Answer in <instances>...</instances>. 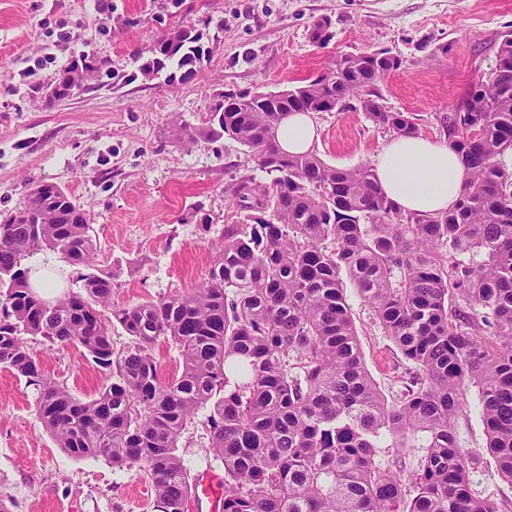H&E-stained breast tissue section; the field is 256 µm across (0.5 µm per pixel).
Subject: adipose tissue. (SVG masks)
<instances>
[{
	"mask_svg": "<svg viewBox=\"0 0 512 512\" xmlns=\"http://www.w3.org/2000/svg\"><path fill=\"white\" fill-rule=\"evenodd\" d=\"M317 137L310 113L293 112L278 129L280 149L289 154L311 150ZM381 192L404 211L444 212L459 200L467 166L465 158L446 141L422 136L391 139L374 168Z\"/></svg>",
	"mask_w": 512,
	"mask_h": 512,
	"instance_id": "ef3b65f1",
	"label": "adipose tissue"
}]
</instances>
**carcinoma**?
<instances>
[{"instance_id":"cac0c4a2","label":"carcinoma","mask_w":512,"mask_h":512,"mask_svg":"<svg viewBox=\"0 0 512 512\" xmlns=\"http://www.w3.org/2000/svg\"><path fill=\"white\" fill-rule=\"evenodd\" d=\"M200 35L173 28L140 66L148 78L191 80ZM403 60L388 49L347 53L334 68L266 97L227 91L217 125L195 142L230 136L268 184L236 183L224 242L197 287L112 308V274L96 269L84 209L38 183L0 220V367L33 388L57 447L137 467L151 512H185L191 493L178 441L202 410L224 465V512H505L473 489L477 464L455 421L477 389L486 451L512 484V25L495 63L448 106L444 138L468 177L445 212H403L367 165L337 168L312 150L288 154L276 138L286 112L361 110L390 137L418 134L380 103ZM50 250L76 270L79 290L48 301L25 262ZM351 284L416 374L388 402L369 374L347 302ZM130 337L118 352L111 328ZM74 347L106 378L93 397L45 376L33 347ZM168 342L181 371L165 378L154 347ZM419 448V469L390 471L377 449Z\"/></svg>"}]
</instances>
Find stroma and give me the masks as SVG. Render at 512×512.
<instances>
[{"label":"stroma","mask_w":512,"mask_h":512,"mask_svg":"<svg viewBox=\"0 0 512 512\" xmlns=\"http://www.w3.org/2000/svg\"><path fill=\"white\" fill-rule=\"evenodd\" d=\"M323 20L331 38L320 44L311 32ZM510 24L512 0H0V214L22 207L34 183L56 184L94 227L113 307L188 290L206 277L233 219L231 186L269 177L230 137L191 143L173 134L174 124L207 125L222 92L278 91L328 71L344 53L388 49L403 66L382 81L383 105L437 139L440 116L493 65ZM175 26L205 33L195 77L171 85L139 76L136 54ZM83 56L114 72V84L48 103L47 87ZM313 120L314 148L336 167L374 165L389 141L359 111ZM347 300L365 364L395 400L415 368L355 290ZM34 350L44 374L80 398L105 381L77 349ZM456 433L479 460L476 490L512 501V484L485 452L477 410L459 416ZM179 453L191 475L224 471L202 418L188 424ZM151 499L138 468L57 448L24 378L0 368V501L9 512H149Z\"/></svg>","instance_id":"35a3bbf8"}]
</instances>
